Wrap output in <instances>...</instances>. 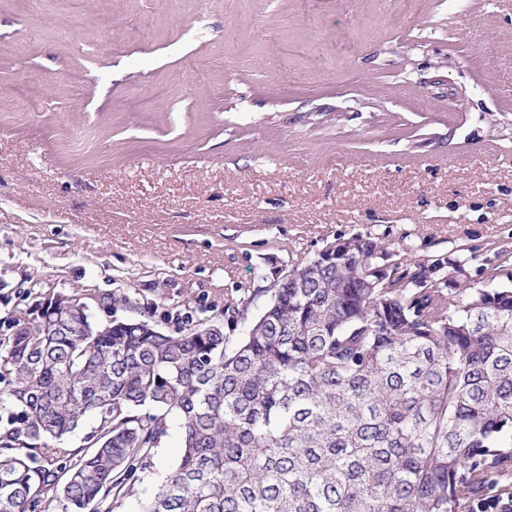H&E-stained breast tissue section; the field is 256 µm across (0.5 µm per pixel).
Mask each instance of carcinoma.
<instances>
[{"label":"carcinoma","instance_id":"1","mask_svg":"<svg viewBox=\"0 0 512 512\" xmlns=\"http://www.w3.org/2000/svg\"><path fill=\"white\" fill-rule=\"evenodd\" d=\"M396 257L338 236L270 302L177 335L114 319L0 336V512H86L136 495L178 422L182 452L140 512H470L512 482V254ZM96 422L82 448L67 438Z\"/></svg>","mask_w":512,"mask_h":512}]
</instances>
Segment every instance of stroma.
Returning a JSON list of instances; mask_svg holds the SVG:
<instances>
[{"mask_svg":"<svg viewBox=\"0 0 512 512\" xmlns=\"http://www.w3.org/2000/svg\"><path fill=\"white\" fill-rule=\"evenodd\" d=\"M0 75L41 95L0 104V333L79 293L175 334L367 233L479 287L512 241V0H0Z\"/></svg>","mask_w":512,"mask_h":512,"instance_id":"35a3bbf8","label":"stroma"}]
</instances>
